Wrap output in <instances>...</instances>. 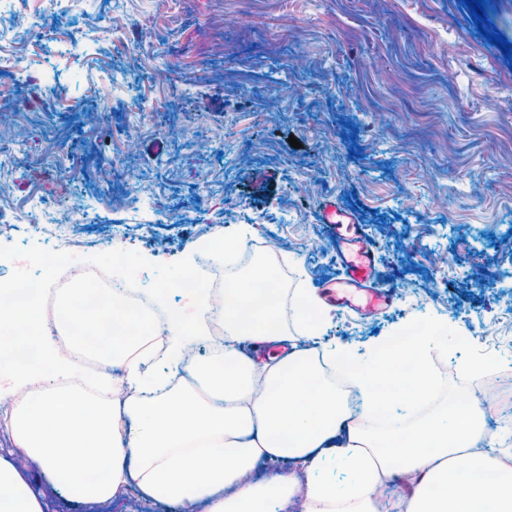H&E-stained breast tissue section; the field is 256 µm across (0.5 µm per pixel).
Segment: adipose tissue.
Listing matches in <instances>:
<instances>
[{"instance_id": "adipose-tissue-1", "label": "adipose tissue", "mask_w": 512, "mask_h": 512, "mask_svg": "<svg viewBox=\"0 0 512 512\" xmlns=\"http://www.w3.org/2000/svg\"><path fill=\"white\" fill-rule=\"evenodd\" d=\"M93 294L82 284L62 293L57 323L73 328L78 348L122 367L123 398L55 386L77 366L44 333L40 291L0 308V372H8L14 389H36L33 402L12 409L7 425L43 482L69 502L104 504L133 486L165 512L199 505L204 512H280L296 497L303 512H378L377 489L402 480L408 493L400 512H512V466L487 460L480 448L491 437L480 400L440 406L400 437L358 422L362 414L416 411L434 381L433 351L448 349V329L439 322L418 327L403 320L360 352L321 347L329 311L313 288L294 291L291 333L266 289L245 282L224 293V335L272 351L259 363L225 350L223 366L196 371L203 389L196 395L167 383L188 346L207 338L208 289L195 293L200 320L190 324L174 312L162 328L117 296L98 303ZM20 323L28 335H13ZM103 338L109 345L101 350L96 342ZM403 339L409 345L400 354L413 368L386 382L380 359ZM336 363L345 366L360 409L327 378L325 366ZM270 461L279 472L255 479ZM0 512H44L28 480L2 456Z\"/></svg>"}]
</instances>
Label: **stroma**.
Masks as SVG:
<instances>
[{
  "label": "stroma",
  "instance_id": "obj_1",
  "mask_svg": "<svg viewBox=\"0 0 512 512\" xmlns=\"http://www.w3.org/2000/svg\"><path fill=\"white\" fill-rule=\"evenodd\" d=\"M114 17L122 33L100 39ZM21 24L32 80L0 72L11 95L0 219L38 200L50 216L79 204L91 220L61 243L65 261L162 292L189 321L193 296L169 277L220 228L242 227L289 289L346 280L336 257L356 234L375 265L368 288L385 301L332 308L325 342L360 348L406 318L436 320L449 335L478 336L467 351L449 344V369L491 360L512 372V296L501 286L512 276V165L502 163L512 62L461 0H18L0 12V56ZM158 48L177 62L173 77L161 78ZM130 67L132 87L112 86L110 74ZM307 80L316 90L284 94ZM141 99L154 112L140 116ZM450 190L454 202L435 203ZM336 208L350 227L325 223ZM52 243L23 229L0 235V281L37 274L31 259ZM0 454L46 512H160L133 488L103 506L68 502L38 483L1 426Z\"/></svg>",
  "mask_w": 512,
  "mask_h": 512
}]
</instances>
